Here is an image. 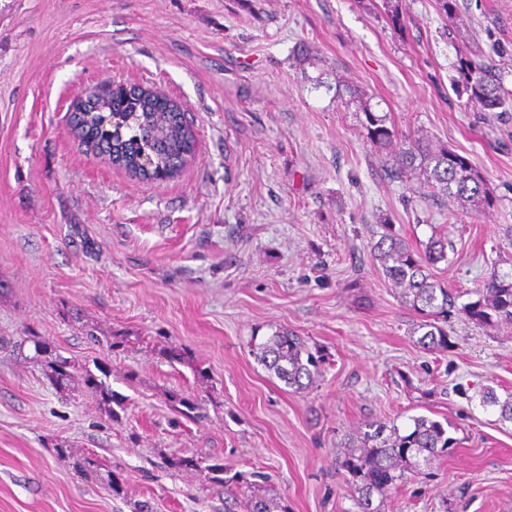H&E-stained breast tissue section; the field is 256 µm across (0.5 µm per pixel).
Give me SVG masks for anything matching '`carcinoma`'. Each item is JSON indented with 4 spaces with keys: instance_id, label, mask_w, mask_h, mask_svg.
Masks as SVG:
<instances>
[{
    "instance_id": "obj_1",
    "label": "carcinoma",
    "mask_w": 512,
    "mask_h": 512,
    "mask_svg": "<svg viewBox=\"0 0 512 512\" xmlns=\"http://www.w3.org/2000/svg\"><path fill=\"white\" fill-rule=\"evenodd\" d=\"M459 70L463 91L470 101L484 110L505 105L504 89L490 76L484 63L464 58L459 60ZM362 112L367 139L390 150L391 161L398 169L422 174L435 196L475 210L492 205L486 180L466 158L422 139L403 143L395 129L387 126L385 117L367 104ZM181 116L183 113L174 110L171 99L156 90L140 93L134 88L127 93L118 86L77 114L73 133L89 149L112 156V164L129 172L142 154L151 155L155 161V174L151 177L156 179L177 168L183 153L194 151L184 134L186 123ZM151 177L144 175L142 179ZM446 249L443 241L433 239L420 252L389 233L372 245L373 257L385 278L400 289L402 301L421 317L417 328L423 334L418 344L428 351L451 347L443 323L456 308L459 294L435 279L429 270L447 260ZM472 294L476 299L462 306L472 322L487 327L512 325V271L492 270ZM260 350L259 361L290 387L305 389L318 374L315 357L286 331L273 332L260 344ZM73 368L68 358L56 355L50 361L48 377L57 388L65 389ZM84 383L93 395L103 400L112 398L109 388L92 373H86ZM481 403L496 408L501 420L512 422V393L502 399L493 388L485 387L481 390ZM412 422L405 432L393 423L374 422L360 444L347 449L342 466L358 486L360 512H377L372 507L374 494L385 495L407 472L421 474L423 468L457 445V439L448 435L441 422L426 416L414 417Z\"/></svg>"
}]
</instances>
